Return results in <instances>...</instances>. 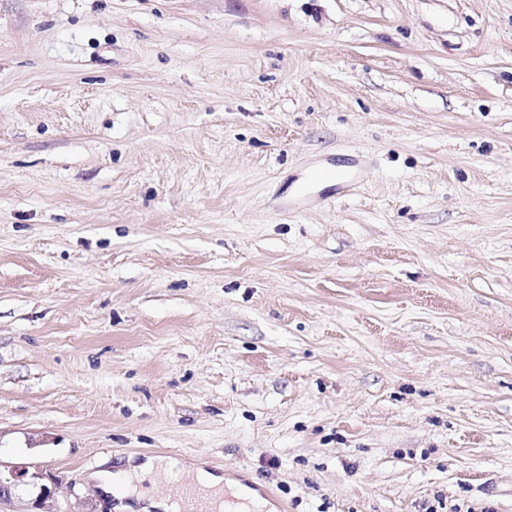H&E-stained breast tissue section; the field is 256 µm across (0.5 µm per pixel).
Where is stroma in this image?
Masks as SVG:
<instances>
[{
  "mask_svg": "<svg viewBox=\"0 0 512 512\" xmlns=\"http://www.w3.org/2000/svg\"><path fill=\"white\" fill-rule=\"evenodd\" d=\"M148 457L512 512V0H0V512Z\"/></svg>",
  "mask_w": 512,
  "mask_h": 512,
  "instance_id": "35a3bbf8",
  "label": "stroma"
}]
</instances>
